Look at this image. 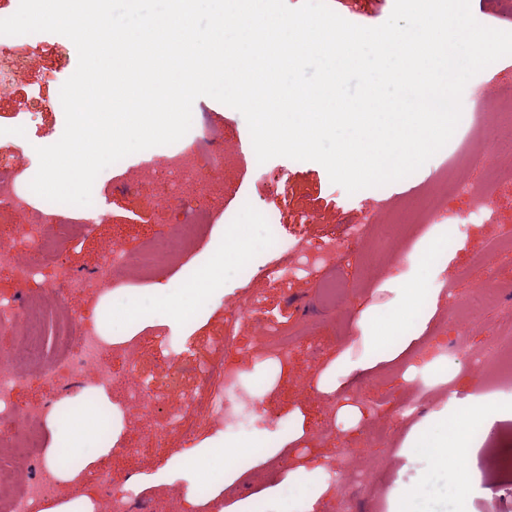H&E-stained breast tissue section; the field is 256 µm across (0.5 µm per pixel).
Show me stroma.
Returning a JSON list of instances; mask_svg holds the SVG:
<instances>
[{"label":"stroma","instance_id":"35a3bbf8","mask_svg":"<svg viewBox=\"0 0 512 512\" xmlns=\"http://www.w3.org/2000/svg\"><path fill=\"white\" fill-rule=\"evenodd\" d=\"M77 64L75 45L56 33L25 34L0 50V83L11 89L10 96H0V164L21 160L34 168L36 147L60 139L65 128L60 89ZM485 90L512 92V56L474 76L463 105L473 107ZM192 113L193 125L220 129L225 142L250 135L239 111L210 97L197 98ZM140 159V154L129 155L119 171L105 170L96 178L93 189L102 204L98 224L53 227L74 271L82 276L98 271L113 243L131 256L152 247L158 261L148 274L125 267L117 275L112 301L124 305L136 292L177 280L188 266L203 265L220 239L224 291L206 299L195 322L146 327L132 363L115 361V371L128 381L161 383V397L152 413L119 417L115 449L94 464L90 479L125 485L136 498L153 501L159 512H187L196 478L178 464V453L280 438L283 447L226 484L207 512H237L244 500L262 497L269 488L287 490L293 471L315 461L335 464L344 448L353 456L352 468L315 512H393L398 493L408 487L425 512H512V471L484 473L482 457L483 448L512 422V356L501 350L503 337L512 336V245L500 241L503 229L512 230V180L492 182L480 217L473 215L467 196L446 193L447 223L462 246L429 281L439 289L440 302L424 344L401 362L343 377L337 391L325 393L319 384L335 375L337 358L361 353L355 342L360 311L389 308L399 289L414 281V261L439 230L416 221L425 189L436 183L439 157L408 178L353 194L333 184L319 163L276 157L261 164L247 157L214 170L223 186L222 196L210 203L218 219L196 229L191 242L174 254L166 252L165 242L179 210L166 203L163 185L140 167ZM270 170L281 174L273 187L265 177ZM385 199L392 212L380 223H367V215ZM356 224L363 233L353 239L349 229ZM333 239L342 244L337 258L285 280L265 276L268 265L287 261L293 244L302 242L318 252ZM487 252L494 255L492 265L476 263V256ZM330 282L336 285L332 300L322 295ZM246 300L251 309L243 316L239 307ZM268 323L290 338L286 358L266 356L272 343L263 334ZM228 327L231 341L212 361L240 370L241 407L260 413L249 429L234 434L224 433L210 415L211 384L188 376L180 386L165 387L175 365L164 362L160 346L161 336H170L192 358L205 354L209 338ZM408 370L413 373L409 379L404 376ZM495 380L503 382L504 391L483 394V383ZM468 396L483 397L498 412L485 438L467 452L449 449L443 465L406 453L403 443L416 421L444 409L457 413ZM341 400L364 414L346 432L336 422ZM172 413L179 420L170 425L166 418ZM463 473L469 477L464 495L457 483Z\"/></svg>","mask_w":512,"mask_h":512}]
</instances>
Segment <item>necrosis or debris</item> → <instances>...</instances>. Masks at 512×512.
<instances>
[{"label": "necrosis or debris", "instance_id": "4bbe7bcc", "mask_svg": "<svg viewBox=\"0 0 512 512\" xmlns=\"http://www.w3.org/2000/svg\"><path fill=\"white\" fill-rule=\"evenodd\" d=\"M481 110H463L462 134L450 156L438 166L439 173H447L462 163L482 158L481 150L473 144L472 132L480 123ZM231 146L221 145L216 132L202 127L192 136L176 145L159 146L150 150L148 168L164 172L172 190L192 187L200 194H211L215 186L208 174L209 168L238 161ZM22 165L0 168V208L17 212L23 218L6 241L0 243V269L9 270L19 284L33 277V255H40L50 267V286L46 297L52 302H64L76 296L84 305L83 311H71L64 318L52 320L39 306L26 300L0 301V330L13 334L10 347L0 349V512H39L45 501L65 494V487L50 472H43L39 481H32L19 471L17 459L40 462L43 450V428L49 411L45 405H18L15 390L27 378L22 367L35 364L40 380L55 384L60 391L72 387L106 389L114 386L117 375L112 369L113 354L132 359L139 349L137 339L118 344L110 343L99 332L85 308L94 307L113 287L111 272L129 262H137L150 269L154 260L151 249H144L137 259H129L118 246L109 247L104 266L98 274L76 275L63 260L47 236L56 224H91L93 212L63 211L49 205L34 206L17 189ZM55 331L59 342L53 358H44L45 337ZM193 371L203 380L213 381L216 391L211 400V412L224 424L225 431L235 432L250 425L246 413L237 412L239 374L224 370L204 359H195Z\"/></svg>", "mask_w": 512, "mask_h": 512}]
</instances>
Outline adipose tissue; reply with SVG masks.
<instances>
[{"instance_id":"ef3b65f1","label":"adipose tissue","mask_w":512,"mask_h":512,"mask_svg":"<svg viewBox=\"0 0 512 512\" xmlns=\"http://www.w3.org/2000/svg\"><path fill=\"white\" fill-rule=\"evenodd\" d=\"M459 240L448 229L429 244L416 263L414 283L402 289L397 305L386 311H362L357 338L362 347L358 358L341 356L337 361L340 374L366 371L378 364L398 359L417 344L429 320L435 314L439 297L437 289L427 287L438 261L458 249ZM224 246L216 244L205 266L187 267L179 282L159 283L130 304L99 306L96 317L107 338L114 342L130 339L145 326L184 325L195 321L205 295L222 292L224 279ZM491 425V413L485 403L474 402L459 414H438L434 419L413 426L405 440L406 449L414 456L437 463L444 462L449 449L466 450L477 438L485 436ZM51 444L45 459L54 475L63 482L86 473L96 459L111 454L116 442L114 435L115 408L101 390L76 400L55 405L48 418ZM273 439L260 444L223 449L194 448L180 455L182 467L195 472L197 490L188 500L192 512L212 500L224 483V467H246L256 457L259 448L276 447ZM323 466L301 469L294 473L290 493L278 497L277 512H291L294 499H303L308 508L328 493Z\"/></svg>"}]
</instances>
